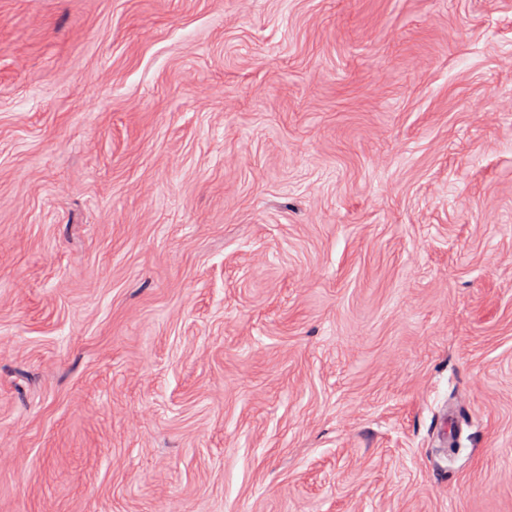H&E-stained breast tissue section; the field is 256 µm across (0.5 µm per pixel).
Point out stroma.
<instances>
[{
    "label": "stroma",
    "mask_w": 512,
    "mask_h": 512,
    "mask_svg": "<svg viewBox=\"0 0 512 512\" xmlns=\"http://www.w3.org/2000/svg\"><path fill=\"white\" fill-rule=\"evenodd\" d=\"M0 512H512V0H0Z\"/></svg>",
    "instance_id": "1"
}]
</instances>
